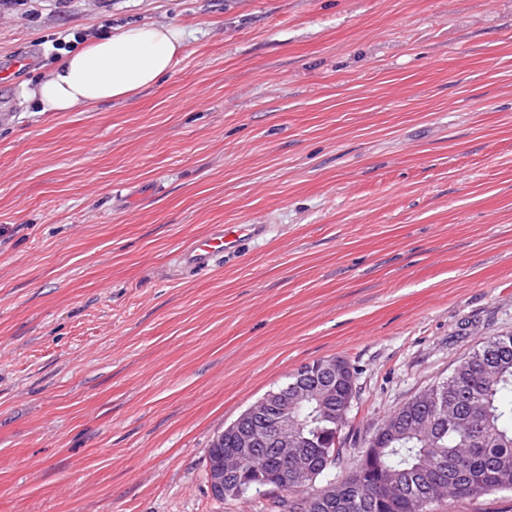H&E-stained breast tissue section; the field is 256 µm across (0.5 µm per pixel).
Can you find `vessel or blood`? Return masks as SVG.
<instances>
[{
	"instance_id": "1",
	"label": "vessel or blood",
	"mask_w": 512,
	"mask_h": 512,
	"mask_svg": "<svg viewBox=\"0 0 512 512\" xmlns=\"http://www.w3.org/2000/svg\"><path fill=\"white\" fill-rule=\"evenodd\" d=\"M263 224H216L207 234L193 237L178 253V264L196 273L206 272L224 257L235 254L248 241L262 237Z\"/></svg>"
}]
</instances>
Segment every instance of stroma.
Wrapping results in <instances>:
<instances>
[{"label":"stroma","instance_id":"35a3bbf8","mask_svg":"<svg viewBox=\"0 0 512 512\" xmlns=\"http://www.w3.org/2000/svg\"><path fill=\"white\" fill-rule=\"evenodd\" d=\"M172 23L158 84L37 112L52 41ZM0 512L216 500L212 437L341 356L361 447L512 330V0H26L0 10ZM268 235L208 274L215 224ZM266 224H215L207 234L191 238L177 254L178 264L196 273L206 272L224 257L235 254L247 241L262 237Z\"/></svg>","mask_w":512,"mask_h":512}]
</instances>
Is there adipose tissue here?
I'll use <instances>...</instances> for the list:
<instances>
[{"instance_id": "1", "label": "adipose tissue", "mask_w": 512, "mask_h": 512, "mask_svg": "<svg viewBox=\"0 0 512 512\" xmlns=\"http://www.w3.org/2000/svg\"><path fill=\"white\" fill-rule=\"evenodd\" d=\"M184 42L174 24H144L90 39L28 89L27 98L38 112L87 111L128 98L169 74Z\"/></svg>"}]
</instances>
